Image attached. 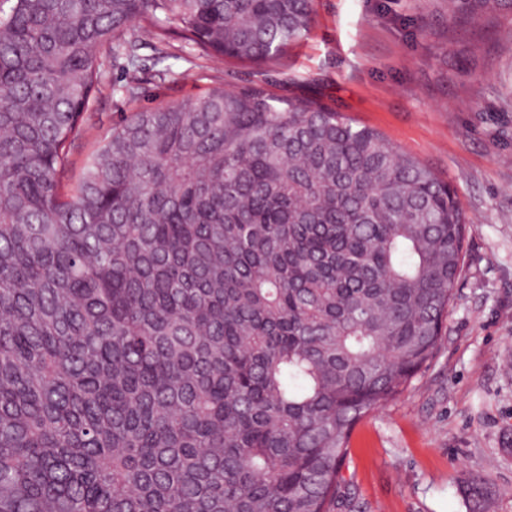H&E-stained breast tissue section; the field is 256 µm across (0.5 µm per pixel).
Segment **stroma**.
<instances>
[{
	"instance_id": "1",
	"label": "stroma",
	"mask_w": 512,
	"mask_h": 512,
	"mask_svg": "<svg viewBox=\"0 0 512 512\" xmlns=\"http://www.w3.org/2000/svg\"><path fill=\"white\" fill-rule=\"evenodd\" d=\"M169 51L155 63L144 41L135 100L124 55L106 57L71 179L121 114L258 82L321 96L432 167L467 215L465 267L434 358L355 426L337 512H467L475 472L489 512H512V0H315L310 34L261 71L175 36ZM463 494L468 502L469 512H487L493 490L482 475H472L466 481Z\"/></svg>"
}]
</instances>
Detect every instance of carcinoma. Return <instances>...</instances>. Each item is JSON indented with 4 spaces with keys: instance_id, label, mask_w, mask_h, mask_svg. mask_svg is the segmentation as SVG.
Returning a JSON list of instances; mask_svg holds the SVG:
<instances>
[{
    "instance_id": "cac0c4a2",
    "label": "carcinoma",
    "mask_w": 512,
    "mask_h": 512,
    "mask_svg": "<svg viewBox=\"0 0 512 512\" xmlns=\"http://www.w3.org/2000/svg\"><path fill=\"white\" fill-rule=\"evenodd\" d=\"M314 0H0V512H333L351 433L438 350L454 188L322 99L254 83L68 154L138 21L262 66ZM469 512L493 490L466 481Z\"/></svg>"
}]
</instances>
